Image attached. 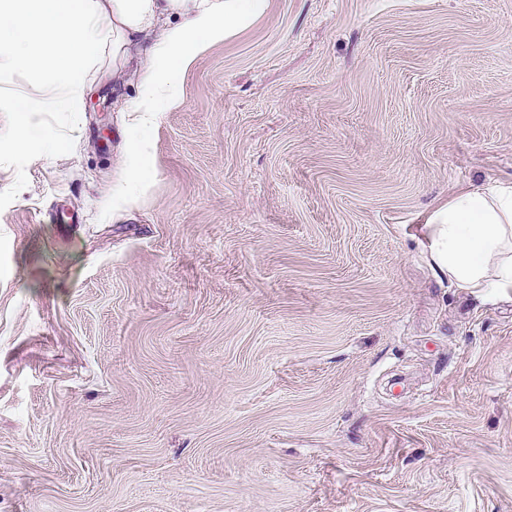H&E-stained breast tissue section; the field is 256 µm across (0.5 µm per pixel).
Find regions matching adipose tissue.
<instances>
[{
    "mask_svg": "<svg viewBox=\"0 0 512 512\" xmlns=\"http://www.w3.org/2000/svg\"><path fill=\"white\" fill-rule=\"evenodd\" d=\"M268 0H0V78L32 72L43 93L11 102L0 146L17 162L52 158L65 140L39 123L47 109L77 111L103 68L138 53L139 96L151 121L177 104L179 76L208 44L247 27ZM428 254L458 287L512 293V180L454 193L427 219Z\"/></svg>",
    "mask_w": 512,
    "mask_h": 512,
    "instance_id": "obj_1",
    "label": "adipose tissue"
}]
</instances>
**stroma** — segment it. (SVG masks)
Returning a JSON list of instances; mask_svg holds the SVG:
<instances>
[{
    "mask_svg": "<svg viewBox=\"0 0 512 512\" xmlns=\"http://www.w3.org/2000/svg\"><path fill=\"white\" fill-rule=\"evenodd\" d=\"M179 93L0 155V512H512V298L424 225L512 179V0H268Z\"/></svg>",
    "mask_w": 512,
    "mask_h": 512,
    "instance_id": "35a3bbf8",
    "label": "stroma"
}]
</instances>
